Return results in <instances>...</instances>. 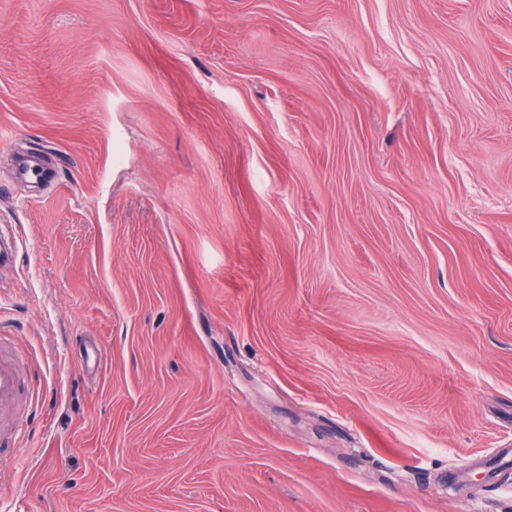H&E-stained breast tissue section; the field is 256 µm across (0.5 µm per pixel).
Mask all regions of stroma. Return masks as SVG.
I'll return each mask as SVG.
<instances>
[{
    "label": "stroma",
    "mask_w": 512,
    "mask_h": 512,
    "mask_svg": "<svg viewBox=\"0 0 512 512\" xmlns=\"http://www.w3.org/2000/svg\"><path fill=\"white\" fill-rule=\"evenodd\" d=\"M0 128V512H512V0H0ZM23 385L24 378L19 365L3 354L0 347V425L1 419L7 414H14Z\"/></svg>",
    "instance_id": "1"
}]
</instances>
